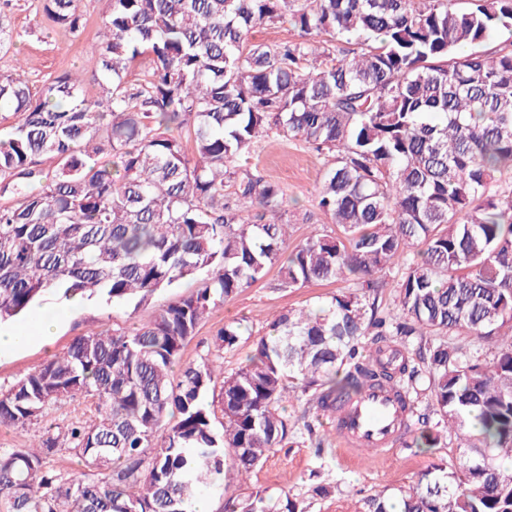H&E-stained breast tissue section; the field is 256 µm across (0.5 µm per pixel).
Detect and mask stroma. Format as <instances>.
Segmentation results:
<instances>
[{"label":"stroma","mask_w":512,"mask_h":512,"mask_svg":"<svg viewBox=\"0 0 512 512\" xmlns=\"http://www.w3.org/2000/svg\"><path fill=\"white\" fill-rule=\"evenodd\" d=\"M110 0H78L82 19L79 37L66 40L53 28L41 11L40 0H12L4 18L14 35L8 53H0V73L11 70L15 60L27 65V79L32 89L65 72L78 73L88 95H95L98 55L92 49L99 30L107 20ZM328 159L311 147L279 137L262 141L251 158V167L282 191L281 211L290 223L289 244H297L314 234L333 231L328 216L318 208V190ZM277 266H270L265 276L233 298L215 307L198 326L195 335L182 351L183 363H199L209 359L223 363L225 372L235 371L252 348L253 341L264 335L271 314L291 308L312 307L346 290L343 282H319L293 291L274 289ZM194 282L161 290L148 299L112 303L89 298L70 305L59 294L46 295L39 306L43 309H65L50 345H32L25 350L0 356V388L6 389L29 372L65 352L73 340L92 329L102 327L131 329L139 326L156 310L191 292ZM239 322L243 334L232 349H218L214 342L217 331L227 322ZM287 412L293 423L288 445L271 452L263 466L254 471L247 484L230 482L228 488L216 485L201 487L199 495L208 500L211 512H224L227 495L262 491L271 496L286 493L295 500L309 502V512H363L364 502L378 492L393 493L414 485L431 464L454 462L458 452L454 434H447L440 447L423 453L396 447L389 453L364 452L348 457L336 442L329 417L302 401H292ZM94 407L83 398L62 404L57 410L23 430L0 426V449L23 448L44 433L66 430L75 422H91ZM321 472L323 483L333 486L331 495L310 498L307 475Z\"/></svg>","instance_id":"obj_1"}]
</instances>
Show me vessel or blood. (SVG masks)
I'll use <instances>...</instances> for the list:
<instances>
[{"mask_svg": "<svg viewBox=\"0 0 512 512\" xmlns=\"http://www.w3.org/2000/svg\"><path fill=\"white\" fill-rule=\"evenodd\" d=\"M408 425V413L391 390L367 389L336 407V437L350 455L363 448L394 449Z\"/></svg>", "mask_w": 512, "mask_h": 512, "instance_id": "b4317fda", "label": "vessel or blood"}]
</instances>
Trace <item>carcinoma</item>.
Returning a JSON list of instances; mask_svg holds the SVG:
<instances>
[{
    "label": "carcinoma",
    "mask_w": 512,
    "mask_h": 512,
    "mask_svg": "<svg viewBox=\"0 0 512 512\" xmlns=\"http://www.w3.org/2000/svg\"><path fill=\"white\" fill-rule=\"evenodd\" d=\"M75 2L42 0L73 38ZM110 3L96 98L68 73L36 92L19 72L0 73V108L15 115L0 138V193L12 196L0 205V322L49 293L121 303L196 287L130 331L76 337L0 390V426L23 429L77 396L97 411L61 436L0 450L10 512H195L199 487L224 483L226 457L246 480L288 445L284 403L301 394L333 413L338 398L387 387L414 413L418 361L438 420L421 418L404 445L436 448L451 430L459 466L431 467L395 503L374 494L366 512H512V336L489 361L442 343L414 358L384 344L493 339L512 322V183L492 190L512 176V49H480L512 29V0ZM285 19L308 38L250 43L256 26ZM273 135L331 155L318 205L336 234L288 248L280 188L248 167ZM274 264L278 290L356 287L274 315L229 374L181 364L204 316ZM399 264L397 313L385 318L381 274ZM240 336L226 323L215 344ZM219 377L220 431L206 402ZM62 440L84 470L48 467ZM224 512L307 506L257 491L228 497Z\"/></svg>",
    "instance_id": "1"
}]
</instances>
